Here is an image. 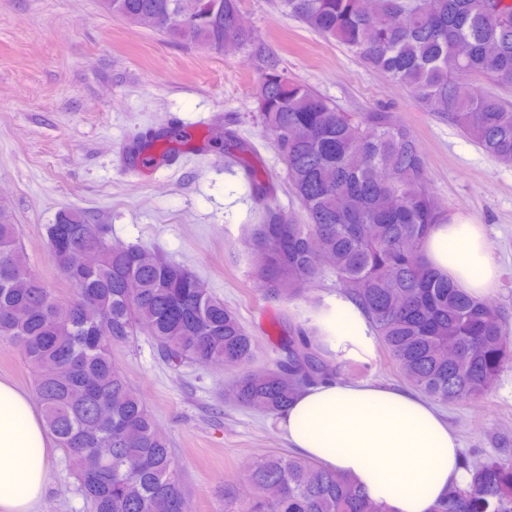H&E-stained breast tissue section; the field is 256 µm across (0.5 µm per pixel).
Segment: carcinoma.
I'll list each match as a JSON object with an SVG mask.
<instances>
[{
    "mask_svg": "<svg viewBox=\"0 0 512 512\" xmlns=\"http://www.w3.org/2000/svg\"><path fill=\"white\" fill-rule=\"evenodd\" d=\"M288 15L346 48L366 68L409 91L427 112L461 128L487 155L512 165V104L464 95L457 82L489 75L512 87V0H281ZM104 12L173 41L223 51L231 38L254 46L238 25L241 0H100ZM201 21L188 27L182 17ZM259 118L273 136L285 178L306 216L298 224L266 206L248 233L260 290L301 296L325 267L308 246L320 239L345 299L363 313L402 378L442 404L478 398L512 364V332L501 311L458 288L423 253L446 220L424 185L427 161L393 112H341L270 62L257 90ZM288 247L280 246L282 233ZM50 254L74 288L61 298L27 267L7 206L0 203V340L18 348L34 374L47 431L63 448L93 512H187L170 442L112 358V346L144 329L162 362H222L242 368L233 399L277 416L310 386L338 379L327 306L288 337L272 368L246 370L258 339L224 300L155 252L111 244L82 210L46 226ZM100 255L93 271L85 253ZM134 281L131 296L126 283ZM458 352L448 359V342ZM471 475L432 512H512V462L464 463ZM249 490L224 485V512H388L351 477L307 457L272 454L247 476Z\"/></svg>",
    "mask_w": 512,
    "mask_h": 512,
    "instance_id": "obj_1",
    "label": "carcinoma"
}]
</instances>
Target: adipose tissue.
<instances>
[{
    "label": "adipose tissue",
    "instance_id": "adipose-tissue-1",
    "mask_svg": "<svg viewBox=\"0 0 512 512\" xmlns=\"http://www.w3.org/2000/svg\"><path fill=\"white\" fill-rule=\"evenodd\" d=\"M428 262L475 297L494 271L478 224L464 215L435 225ZM292 448L353 476L391 512H431L469 475L459 443L433 407L383 386L329 381L300 393L277 418ZM49 481L48 434L28 396L0 379V512H31Z\"/></svg>",
    "mask_w": 512,
    "mask_h": 512
}]
</instances>
